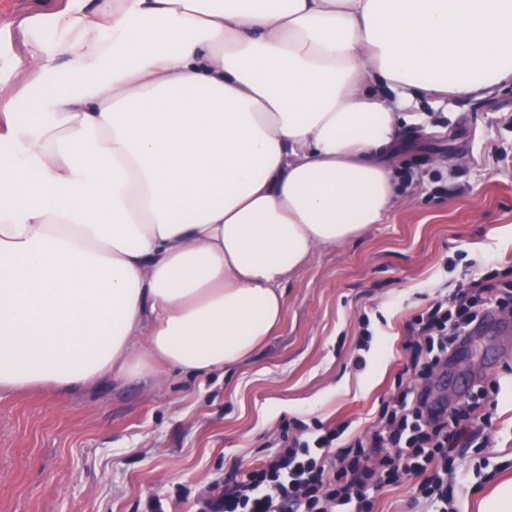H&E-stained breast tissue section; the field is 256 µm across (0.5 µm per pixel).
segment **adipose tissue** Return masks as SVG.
Listing matches in <instances>:
<instances>
[{"mask_svg":"<svg viewBox=\"0 0 512 512\" xmlns=\"http://www.w3.org/2000/svg\"><path fill=\"white\" fill-rule=\"evenodd\" d=\"M0 100V393L242 365L379 223L418 92L512 74V0H98Z\"/></svg>","mask_w":512,"mask_h":512,"instance_id":"adipose-tissue-1","label":"adipose tissue"}]
</instances>
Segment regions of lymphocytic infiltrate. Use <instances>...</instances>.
Returning a JSON list of instances; mask_svg holds the SVG:
<instances>
[{"instance_id": "obj_1", "label": "lymphocytic infiltrate", "mask_w": 512, "mask_h": 512, "mask_svg": "<svg viewBox=\"0 0 512 512\" xmlns=\"http://www.w3.org/2000/svg\"><path fill=\"white\" fill-rule=\"evenodd\" d=\"M469 293L437 295L414 317L403 351L416 397L400 393L386 403L369 432L347 436V424L314 421L309 437L281 433L274 455L242 476L212 487L200 512H337L355 504L372 512L374 491L417 482L426 505L448 512V475L459 439H477L492 416L480 400L497 382L478 386L448 408L430 400V382L449 356L467 342L482 318L512 309V282L473 276Z\"/></svg>"}]
</instances>
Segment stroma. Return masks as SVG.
<instances>
[{"mask_svg":"<svg viewBox=\"0 0 512 512\" xmlns=\"http://www.w3.org/2000/svg\"><path fill=\"white\" fill-rule=\"evenodd\" d=\"M68 0H0L35 20L30 36L0 29V97L29 39L60 36ZM393 160L400 196L379 224L324 248L285 286V316L251 361L206 374L167 370L105 381L59 400L0 395V512H195L233 472L272 455L293 421L348 423L362 434L395 397L407 326L440 289L474 274L512 281V77L486 95L420 97ZM499 381L492 423L461 449L452 512H480L482 491L512 480V316L473 335L431 381L451 405L456 383Z\"/></svg>","mask_w":512,"mask_h":512,"instance_id":"1","label":"stroma"}]
</instances>
